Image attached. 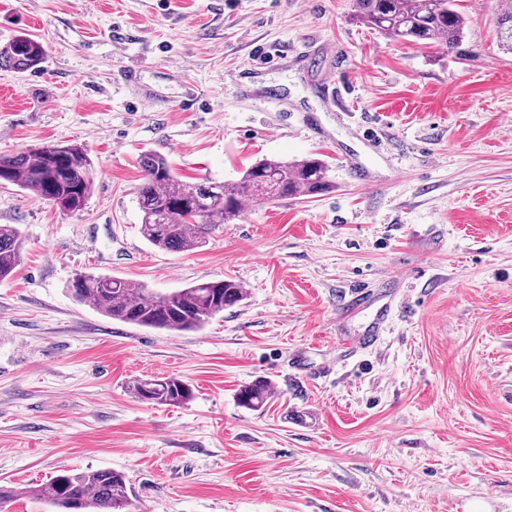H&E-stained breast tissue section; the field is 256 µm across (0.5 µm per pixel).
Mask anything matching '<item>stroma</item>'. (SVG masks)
<instances>
[{"label": "stroma", "mask_w": 512, "mask_h": 512, "mask_svg": "<svg viewBox=\"0 0 512 512\" xmlns=\"http://www.w3.org/2000/svg\"><path fill=\"white\" fill-rule=\"evenodd\" d=\"M503 5L460 0L450 51L380 36L353 0H0V47L26 33L47 51L0 67V155L77 143L95 168L73 215L0 183V224L25 237L0 281V484L20 491L0 512H50L36 490L63 469L123 472L131 512H512ZM145 153L187 182L313 155L334 188L248 205L171 252L139 232ZM79 271L246 297L199 331L151 329L76 302ZM385 273L405 301L381 344L319 378L370 320L348 314L352 290ZM167 375L189 403L128 391ZM259 377L268 403L240 406ZM135 399L153 405L180 406L193 398L192 385L177 375L135 379L128 384Z\"/></svg>", "instance_id": "1"}]
</instances>
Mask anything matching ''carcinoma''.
I'll return each mask as SVG.
<instances>
[{
  "mask_svg": "<svg viewBox=\"0 0 512 512\" xmlns=\"http://www.w3.org/2000/svg\"><path fill=\"white\" fill-rule=\"evenodd\" d=\"M356 18L389 37L420 45L438 40L453 48L463 37L466 19L456 0H354ZM497 38L512 52V9L500 11ZM43 44L20 35L0 50V66L24 72L44 63ZM143 182L137 188L142 212L140 233L162 250L200 248L216 228L227 224L246 203L262 199L315 196L333 187L329 165L320 158L255 161L236 181L186 182L177 179L169 161L156 154L141 159ZM27 190L62 213L81 211L93 189L94 165L77 144L35 145L0 156V182ZM24 239L16 224H0V280L13 275L21 260ZM80 303L105 315L138 326L177 332L199 330L210 318L242 301L245 291L235 281H203L169 293L156 292L124 278L80 273L69 283ZM133 397L153 405L180 406L193 398L192 385L177 375L135 379ZM270 385L258 379L243 386L237 400L249 409L263 407ZM129 481L112 469L62 470L37 490L54 512H126L131 505Z\"/></svg>",
  "mask_w": 512,
  "mask_h": 512,
  "instance_id": "carcinoma-1",
  "label": "carcinoma"
}]
</instances>
